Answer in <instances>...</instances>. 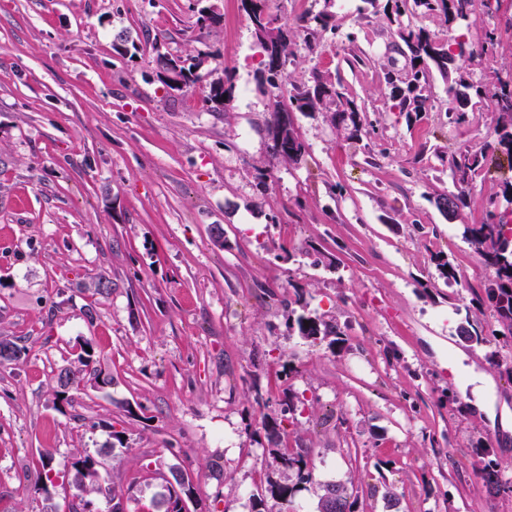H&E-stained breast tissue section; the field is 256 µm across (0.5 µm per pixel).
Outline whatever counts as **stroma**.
Returning a JSON list of instances; mask_svg holds the SVG:
<instances>
[{
  "label": "stroma",
  "mask_w": 512,
  "mask_h": 512,
  "mask_svg": "<svg viewBox=\"0 0 512 512\" xmlns=\"http://www.w3.org/2000/svg\"><path fill=\"white\" fill-rule=\"evenodd\" d=\"M386 3L270 0L295 30L332 16L273 86L240 0H0V335L27 348L0 367V512H111L116 496L155 512L173 468L194 488L188 512H253L281 477L264 427L277 417L282 440L310 451L293 512H317L328 481L352 485L355 512H512V382L493 365L512 361V335L462 236L512 165L478 172L457 218L434 204L454 189L449 154L492 135L493 94L512 85V0H477L469 25L416 20L485 88L465 125L448 121L441 76L421 114L390 100L383 74L409 57ZM208 5L220 24L200 22ZM488 27L497 53L469 57ZM121 34L135 44L124 54ZM160 52L202 57L199 80L167 87ZM316 73L355 100L359 136L333 108L291 110L293 84ZM218 78L232 84L220 110L206 100ZM276 104L300 162L269 156ZM440 257L457 283L439 279ZM301 316L336 321L343 343L299 336ZM467 319L485 343L460 340ZM86 338L112 382L55 408ZM462 355L492 376L491 409L465 391ZM85 454L100 461L95 491L63 471ZM483 457L503 488L480 478Z\"/></svg>",
  "instance_id": "obj_1"
}]
</instances>
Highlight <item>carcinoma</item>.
Segmentation results:
<instances>
[{
	"label": "carcinoma",
	"instance_id": "1",
	"mask_svg": "<svg viewBox=\"0 0 512 512\" xmlns=\"http://www.w3.org/2000/svg\"><path fill=\"white\" fill-rule=\"evenodd\" d=\"M241 5L253 28V32L263 49L266 64L276 70L283 68L292 42L286 24L269 7V0H241ZM408 14L442 17L448 22H469L474 14V0H393L391 11L387 12L390 24L395 26L394 34L403 43L410 58L409 79L404 85H396V79L385 73V80L392 85V98L398 101L401 110L420 113L424 110L430 75L440 73L448 78L458 71L455 59L448 53V44L436 34L425 28H415L403 21ZM330 16L319 13L312 18H303L304 40L312 48L319 41L320 32L327 29ZM500 45L496 29H485L483 38L474 51L479 57L493 54ZM157 64L163 75H175L180 78L179 87H189L198 80L196 71L203 64L201 57L186 58L158 55ZM473 85L458 76L454 84L448 87V121L455 124L467 123L470 115L466 112L469 103L467 90ZM292 105L301 112H313L327 100L338 101V110L334 121L352 128V134L360 132L358 106L348 98L335 84L329 83L318 75H312V84H294L290 95ZM269 151L277 160L298 163L304 155V146L284 110L276 107L270 113L268 122ZM504 157L512 164V94L501 90L495 96L494 135L479 148H464L448 154V169L451 172L455 191L440 195L435 205L448 218L456 216L458 210L467 205L470 185L473 177L486 166L488 156ZM512 204V179L499 181V190L489 196L484 209L487 218L480 224H466L463 237L471 248L492 270L493 277L484 289L487 302L493 307L498 322L512 334V234L507 225L496 219L495 210L501 202ZM309 324H304V321ZM298 333L304 338L316 339L320 336L333 337L332 343L339 342L337 325L316 317L300 316L296 321ZM460 339L470 345L485 342V336L471 323H463L458 328ZM94 348L92 340L86 339L80 345L81 353L78 370L63 369L57 377L58 390L55 392L54 405L70 402L67 394L77 390L85 377L90 375L96 384L107 385L111 380L101 376L97 368L95 353L87 352ZM26 348L8 339H0V365H8L21 358ZM276 460L284 470V481H267V487L261 496L272 500L271 507L277 512H288V503L293 496L296 484L289 483L296 478L297 484L311 481L312 469L309 467V454L304 448H290L279 442L272 449ZM98 460L86 454L68 463L74 470V481L79 485L97 482ZM478 473L489 486H500L499 464L489 461L479 464ZM171 477L164 479L163 492L156 500L161 512H183L186 501L193 496V487L176 470L170 471ZM317 512H353L356 501L348 487L326 482L321 486Z\"/></svg>",
	"mask_w": 512,
	"mask_h": 512
}]
</instances>
